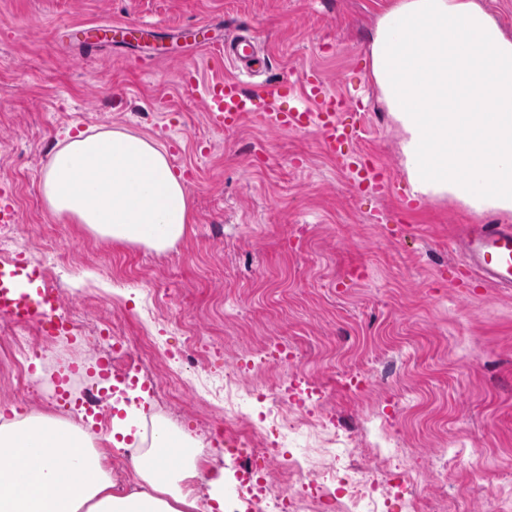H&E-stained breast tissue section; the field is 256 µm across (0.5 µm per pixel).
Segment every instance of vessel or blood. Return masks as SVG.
I'll use <instances>...</instances> for the list:
<instances>
[{
    "instance_id": "vessel-or-blood-1",
    "label": "vessel or blood",
    "mask_w": 512,
    "mask_h": 512,
    "mask_svg": "<svg viewBox=\"0 0 512 512\" xmlns=\"http://www.w3.org/2000/svg\"><path fill=\"white\" fill-rule=\"evenodd\" d=\"M93 32L126 38L146 34L149 27L140 22H99ZM224 55L236 69L233 77L200 84L195 72L182 75L187 92H202L204 109L214 124L224 130L240 127L247 117H259L277 131H314L324 152L347 159L352 179L375 188H385L380 167L361 161L355 143L360 129V115L346 111L344 102L328 90L324 78L308 71L291 84L265 83L248 89L245 78L256 75L265 60L255 46L238 39L224 45ZM291 96L292 106H284V96ZM464 266L486 285L512 289V226L508 224H470L456 242ZM36 271L20 264L0 265V313L19 322L42 323L52 335L64 324L59 317V300L48 289L36 287Z\"/></svg>"
}]
</instances>
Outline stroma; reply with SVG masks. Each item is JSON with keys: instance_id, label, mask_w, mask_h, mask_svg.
I'll list each match as a JSON object with an SVG mask.
<instances>
[{"instance_id": "obj_1", "label": "stroma", "mask_w": 512, "mask_h": 512, "mask_svg": "<svg viewBox=\"0 0 512 512\" xmlns=\"http://www.w3.org/2000/svg\"><path fill=\"white\" fill-rule=\"evenodd\" d=\"M394 0H0V196L17 222L0 251L28 266L61 244L66 305L89 322L114 321L130 342L151 338L153 372L174 384L167 420L221 454L218 429L201 425L214 372L256 345L282 338L288 360L267 361L259 378H297L318 388L323 409L356 435L376 417L403 438L421 497L447 512H499L487 488H512V293L467 273L455 241L467 224L512 225L461 202L413 198L401 132L371 76L370 44ZM140 21L152 36L87 47L71 32L97 22ZM210 26L216 40L252 39L267 58L262 82L322 74L336 94L366 91L359 144L389 179L385 194L354 185L342 160L311 132H280L246 119L217 131L181 77L231 74L220 51H199L181 32ZM123 130L162 145L183 177L192 209L188 235L168 252L96 239L47 208L41 181L66 132ZM202 338L205 369H179L186 337ZM373 370L346 389L342 374L375 354ZM43 379V401L0 379V412L16 407L63 420L85 409L70 380L111 388L96 358L65 370L26 362Z\"/></svg>"}]
</instances>
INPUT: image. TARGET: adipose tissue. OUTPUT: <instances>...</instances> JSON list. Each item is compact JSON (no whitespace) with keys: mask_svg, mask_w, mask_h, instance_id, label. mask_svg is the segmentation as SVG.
Wrapping results in <instances>:
<instances>
[{"mask_svg":"<svg viewBox=\"0 0 512 512\" xmlns=\"http://www.w3.org/2000/svg\"><path fill=\"white\" fill-rule=\"evenodd\" d=\"M371 74L393 122L415 193L512 215V40L477 0H398L371 38ZM430 110H413L416 99ZM52 213L93 236L161 253L188 233L189 196L165 149L122 130L67 137L42 182ZM114 420L100 438L40 415L0 422V512H192L193 457L166 427L134 459L138 490H115L104 443L133 433Z\"/></svg>","mask_w":512,"mask_h":512,"instance_id":"ef3b65f1","label":"adipose tissue"}]
</instances>
